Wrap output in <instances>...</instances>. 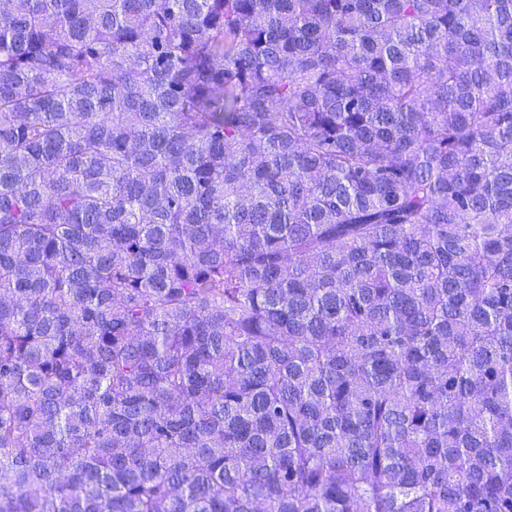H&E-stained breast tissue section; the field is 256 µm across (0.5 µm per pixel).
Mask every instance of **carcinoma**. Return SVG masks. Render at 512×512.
Segmentation results:
<instances>
[{
	"label": "carcinoma",
	"mask_w": 512,
	"mask_h": 512,
	"mask_svg": "<svg viewBox=\"0 0 512 512\" xmlns=\"http://www.w3.org/2000/svg\"><path fill=\"white\" fill-rule=\"evenodd\" d=\"M0 512H512V0H0Z\"/></svg>",
	"instance_id": "obj_1"
}]
</instances>
